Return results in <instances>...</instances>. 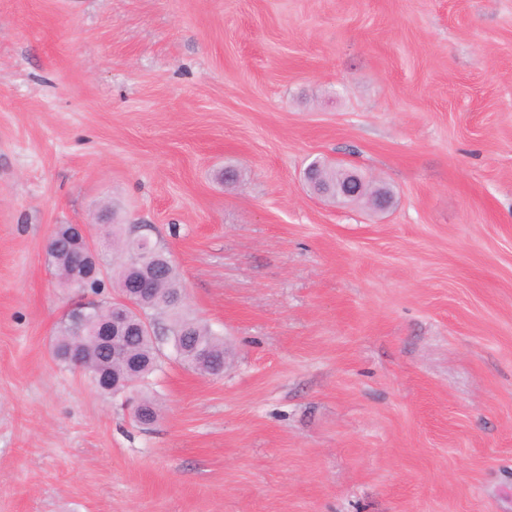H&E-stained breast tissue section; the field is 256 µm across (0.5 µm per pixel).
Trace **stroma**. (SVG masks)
<instances>
[{
  "label": "stroma",
  "mask_w": 512,
  "mask_h": 512,
  "mask_svg": "<svg viewBox=\"0 0 512 512\" xmlns=\"http://www.w3.org/2000/svg\"><path fill=\"white\" fill-rule=\"evenodd\" d=\"M110 210L222 375L54 359ZM0 512H512V0H0ZM319 162L320 169L317 170V172H319L322 178L331 181L334 176L336 177V172L326 168L325 162ZM317 172L307 169L306 181L320 194H329L333 198H336V200H340L342 202L355 198L360 194L357 200L352 202L364 203L366 205L370 203L374 209L378 206L380 199H383L385 202L390 204L393 203V195L389 189H385L383 192H380L377 190V187H371L369 183H365L362 190V179L354 169L346 168L344 174L338 177L335 182L327 183L323 186L317 182ZM65 225L66 224H61L56 228L54 236L56 238V242H58V247L55 251L47 254L49 259L48 262L54 268L59 278V284L61 285L70 278V269L63 262H58V258H68L73 254L70 237L68 236L69 226ZM72 233L77 245V254L74 256L73 273L71 280L67 282L65 288L75 289L76 292L87 290V285L96 281L99 273H103V268L108 274L107 267L103 268L99 256L98 246L93 237L88 233L84 224H73Z\"/></svg>",
  "instance_id": "obj_1"
}]
</instances>
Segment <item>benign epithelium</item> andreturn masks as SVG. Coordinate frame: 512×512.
Masks as SVG:
<instances>
[{
    "label": "benign epithelium",
    "mask_w": 512,
    "mask_h": 512,
    "mask_svg": "<svg viewBox=\"0 0 512 512\" xmlns=\"http://www.w3.org/2000/svg\"><path fill=\"white\" fill-rule=\"evenodd\" d=\"M317 178L318 174L316 172L306 171V181L314 190L323 195L329 194L342 202L357 197L362 191V179L351 168L346 169L344 174L333 183L322 185L317 182ZM72 233L77 245V254L74 256L71 280L67 282L66 287L83 292L87 290V285L95 281L98 274L103 272V268L98 246L88 233L86 225H73ZM134 307L133 299L125 295L111 300L104 313L101 312V306L98 304L77 302L68 310L64 321L79 336L89 329L97 338L100 336L109 337L112 356L135 368L138 366V359L132 357L131 353L119 341V337L126 335L127 331L133 329L148 331L150 330V323L143 316L139 317L138 322H133L130 310Z\"/></svg>",
    "instance_id": "7a95c632"
}]
</instances>
